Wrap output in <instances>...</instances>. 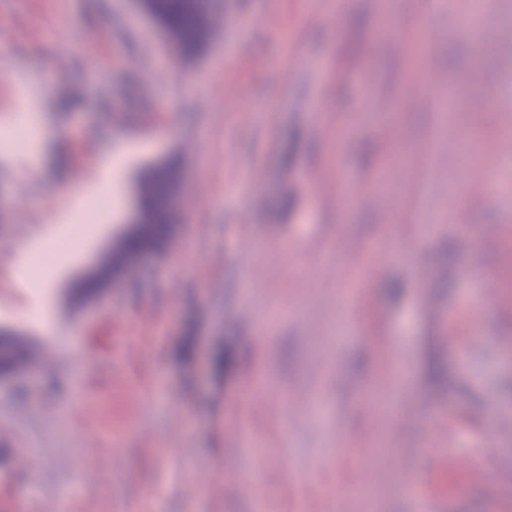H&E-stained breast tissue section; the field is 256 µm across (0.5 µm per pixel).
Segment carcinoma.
I'll use <instances>...</instances> for the list:
<instances>
[{
  "label": "carcinoma",
  "mask_w": 512,
  "mask_h": 512,
  "mask_svg": "<svg viewBox=\"0 0 512 512\" xmlns=\"http://www.w3.org/2000/svg\"><path fill=\"white\" fill-rule=\"evenodd\" d=\"M149 9L184 57H195L207 44L212 0H149ZM180 190L178 159L142 170L139 176L142 222L119 239L93 273L75 284L72 299L76 305H84L98 289L110 285L112 274L121 268L124 256L143 249L160 251L165 247L175 220L171 205Z\"/></svg>",
  "instance_id": "cac0c4a2"
}]
</instances>
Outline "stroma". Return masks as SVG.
<instances>
[{"label": "stroma", "mask_w": 512, "mask_h": 512, "mask_svg": "<svg viewBox=\"0 0 512 512\" xmlns=\"http://www.w3.org/2000/svg\"><path fill=\"white\" fill-rule=\"evenodd\" d=\"M395 2L384 33L386 0H214L190 60L134 0H0V129L53 131L40 173L0 153V326L37 353L0 384V512H512V0L482 52L435 44L424 95L403 31L455 26L473 0ZM472 129L490 181L455 207ZM116 138L132 149L111 221L50 288L17 279ZM173 157L167 249L74 306L141 171Z\"/></svg>", "instance_id": "1"}]
</instances>
